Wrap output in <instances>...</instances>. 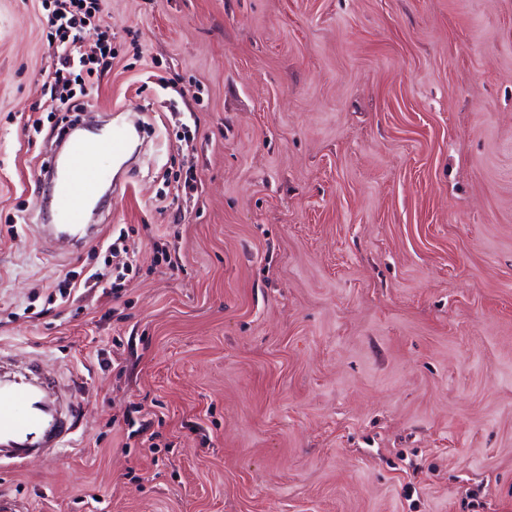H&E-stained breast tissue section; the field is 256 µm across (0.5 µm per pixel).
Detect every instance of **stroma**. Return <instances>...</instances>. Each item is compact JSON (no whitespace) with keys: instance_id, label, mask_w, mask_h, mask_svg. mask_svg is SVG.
Instances as JSON below:
<instances>
[{"instance_id":"1","label":"stroma","mask_w":512,"mask_h":512,"mask_svg":"<svg viewBox=\"0 0 512 512\" xmlns=\"http://www.w3.org/2000/svg\"><path fill=\"white\" fill-rule=\"evenodd\" d=\"M99 11L94 113L37 134L47 12L0 0V347L82 402L75 447L0 467V494L512 512V0ZM121 117L142 152L92 222L136 242L129 272L37 232L53 126Z\"/></svg>"}]
</instances>
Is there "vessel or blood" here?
<instances>
[{"instance_id":"vessel-or-blood-1","label":"vessel or blood","mask_w":512,"mask_h":512,"mask_svg":"<svg viewBox=\"0 0 512 512\" xmlns=\"http://www.w3.org/2000/svg\"><path fill=\"white\" fill-rule=\"evenodd\" d=\"M128 143L127 131L120 125L95 139H68L64 156L49 162L47 205L57 218L49 232L79 244L92 237L95 228L88 222V211L109 180L104 161L122 160ZM70 408L56 378L36 366L24 373L0 370V461L20 462L35 452L55 456L75 434Z\"/></svg>"}]
</instances>
